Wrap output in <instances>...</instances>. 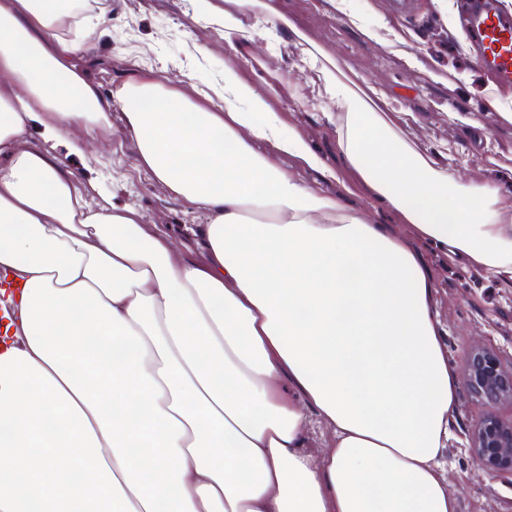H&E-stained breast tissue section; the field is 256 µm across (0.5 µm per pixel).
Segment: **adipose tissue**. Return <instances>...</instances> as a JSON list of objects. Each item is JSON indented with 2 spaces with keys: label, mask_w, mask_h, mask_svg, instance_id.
I'll use <instances>...</instances> for the list:
<instances>
[{
  "label": "adipose tissue",
  "mask_w": 512,
  "mask_h": 512,
  "mask_svg": "<svg viewBox=\"0 0 512 512\" xmlns=\"http://www.w3.org/2000/svg\"><path fill=\"white\" fill-rule=\"evenodd\" d=\"M69 2L0 0V512H457L440 459L459 377L418 246L512 279V195L419 150L337 61L316 89L332 164L229 68L218 111L150 75L106 100L68 64ZM193 2L241 34L280 16ZM116 101L138 167L203 214L202 260L62 165ZM342 167L411 234L347 208Z\"/></svg>",
  "instance_id": "1"
}]
</instances>
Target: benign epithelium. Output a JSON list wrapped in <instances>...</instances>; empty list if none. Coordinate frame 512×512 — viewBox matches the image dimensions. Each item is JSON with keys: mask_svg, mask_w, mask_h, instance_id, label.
<instances>
[{"mask_svg": "<svg viewBox=\"0 0 512 512\" xmlns=\"http://www.w3.org/2000/svg\"><path fill=\"white\" fill-rule=\"evenodd\" d=\"M461 380L485 412L469 434V448L477 465L490 475H512V357L493 347L473 345L465 356Z\"/></svg>", "mask_w": 512, "mask_h": 512, "instance_id": "7a95c632", "label": "benign epithelium"}]
</instances>
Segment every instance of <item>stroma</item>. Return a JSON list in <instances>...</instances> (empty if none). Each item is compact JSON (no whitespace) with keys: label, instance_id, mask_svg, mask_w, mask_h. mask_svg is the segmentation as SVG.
Listing matches in <instances>:
<instances>
[{"label":"stroma","instance_id":"obj_1","mask_svg":"<svg viewBox=\"0 0 512 512\" xmlns=\"http://www.w3.org/2000/svg\"><path fill=\"white\" fill-rule=\"evenodd\" d=\"M416 0L417 17L396 19L387 0H348V14L372 24L378 40H363L347 16L330 11L326 0H277L295 32L277 27L255 43L230 46L224 21H197L191 0H83L82 14L111 18L107 27L72 31L82 50L71 63L103 96H111L132 72L157 75L170 88L197 97L220 80L225 67L266 99L284 129H301L308 144L328 162L336 160V117L314 92V71L304 50L317 45L332 58L348 62L387 97L388 119L403 129L418 149L438 156L462 180H489L512 192V125L485 111L481 91L489 80L474 45L460 26L462 0ZM413 34L411 59L391 53L382 39L388 32ZM447 71L444 83L430 71ZM96 160L84 167L79 156L60 149L63 163L98 180L118 204L134 205L146 223L169 232L202 223L200 212L168 196L137 166L136 144L112 107V124L100 128ZM422 252L435 284L442 341L453 370H460L465 349L485 344L512 355V279L495 277L449 258L434 247ZM483 407L467 392L448 426L443 477L458 499V512H512V475L483 472L468 448V436Z\"/></svg>","mask_w":512,"mask_h":512}]
</instances>
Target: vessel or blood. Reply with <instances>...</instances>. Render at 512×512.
Returning <instances> with one entry per match:
<instances>
[{"label":"vessel or blood","instance_id":"obj_1","mask_svg":"<svg viewBox=\"0 0 512 512\" xmlns=\"http://www.w3.org/2000/svg\"><path fill=\"white\" fill-rule=\"evenodd\" d=\"M466 37L480 49L479 63L499 86H512V10L502 0H466Z\"/></svg>","mask_w":512,"mask_h":512}]
</instances>
